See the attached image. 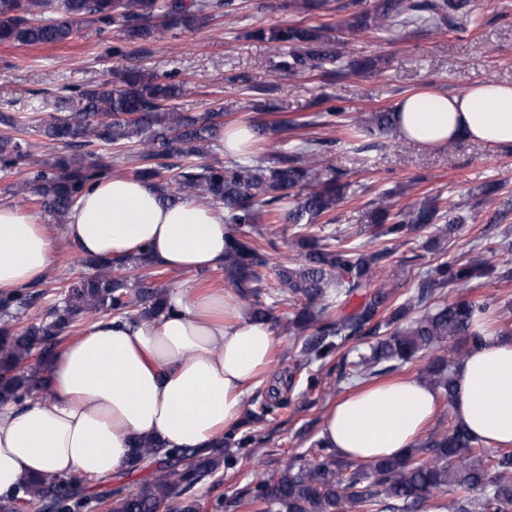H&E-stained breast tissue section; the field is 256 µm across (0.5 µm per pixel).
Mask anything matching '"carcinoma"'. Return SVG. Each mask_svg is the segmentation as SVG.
Wrapping results in <instances>:
<instances>
[{
	"instance_id": "obj_1",
	"label": "carcinoma",
	"mask_w": 512,
	"mask_h": 512,
	"mask_svg": "<svg viewBox=\"0 0 512 512\" xmlns=\"http://www.w3.org/2000/svg\"><path fill=\"white\" fill-rule=\"evenodd\" d=\"M235 10V0H61L56 12L51 0H0V43H63L93 24L118 28L128 43L161 41L198 28L211 12ZM336 12L346 13L338 29L352 35L473 22L470 0H347L336 5ZM253 36L288 49L279 69L297 77L348 54V42L327 27L276 25L259 28ZM75 92L85 102L78 110L69 107ZM181 94L180 83L129 68L117 83L65 89L55 96V113L1 112L0 172L24 174L21 203L47 208L61 220L84 192L112 175L117 163L170 203L191 197L224 210L229 230L221 267L224 288L257 297L251 318L273 320L283 333L301 338L297 368L336 356L338 379L367 382L441 349L443 354L428 361L425 378L452 406L456 358L483 344L474 323L496 314L494 299H473L468 292L478 280L511 282L512 257L499 266L441 264L416 295L397 304L392 283L399 272L390 262L396 243L429 226L430 244L453 230L449 209L439 198L426 196L406 209L380 195L369 215L373 238L380 242L372 251L346 238L324 243L312 227L344 198L343 173L319 157L302 163L309 143L289 148L283 139L258 154L211 160L226 113L182 112L174 104ZM321 117L328 118L324 125L354 141L363 134H387L396 124L392 110L363 117L332 107ZM30 132L62 144L71 155L33 160L23 138ZM265 224L292 225L304 249L300 262L278 269L277 282L267 292L270 305L258 300L268 250L274 247ZM80 264L91 273L81 277L74 296L47 308L34 322L20 324L19 314L34 307L40 295L21 290L0 296V405L25 407L48 397L47 364L60 336L76 332L80 321L106 315L135 323L170 313L168 293L155 284L159 265L148 250L117 259L84 257ZM374 272L386 284L369 292ZM360 292L364 301L347 309ZM279 304L287 309L275 316ZM451 339L455 344L449 348ZM274 408L261 403L247 410L241 424L208 453L165 452L164 467L132 491L107 487L93 496L88 479L48 472L0 497V512H24L35 504L40 512H91L107 500L110 512H199L190 492L224 468L230 449L252 446L256 437L246 427L267 420ZM137 448L135 467L159 454V444L149 438ZM236 504L251 512H512V448L487 449L450 412L448 426H435L397 458L347 460L318 440L277 476L256 481Z\"/></svg>"
}]
</instances>
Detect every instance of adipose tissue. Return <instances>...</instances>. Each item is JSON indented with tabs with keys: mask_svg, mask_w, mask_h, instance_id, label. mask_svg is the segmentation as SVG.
Listing matches in <instances>:
<instances>
[{
	"mask_svg": "<svg viewBox=\"0 0 512 512\" xmlns=\"http://www.w3.org/2000/svg\"><path fill=\"white\" fill-rule=\"evenodd\" d=\"M400 138L433 148L460 138L512 147V86L479 82L461 94L423 91L395 104ZM223 213L186 198L169 204L125 175L86 191L61 233L27 210L0 206V294L41 281L59 238L81 255L132 256L149 249L164 268L200 273L224 264ZM171 314L130 324H89L49 366L50 396L23 409L0 405V496L29 476L106 478L129 465L133 443L208 451L241 421L278 342L270 323L245 314L238 295L186 284ZM453 413L478 441L512 446V340L489 332L454 369ZM414 378L377 385L338 403L319 436L345 458L398 457L413 446L437 404Z\"/></svg>",
	"mask_w": 512,
	"mask_h": 512,
	"instance_id": "adipose-tissue-1",
	"label": "adipose tissue"
}]
</instances>
